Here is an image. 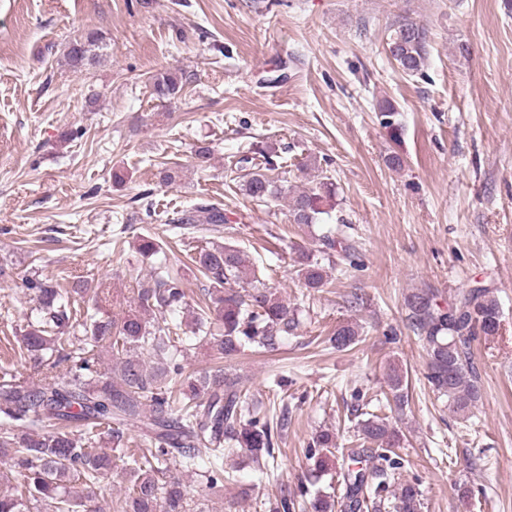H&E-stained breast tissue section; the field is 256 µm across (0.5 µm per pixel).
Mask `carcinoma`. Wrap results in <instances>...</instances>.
Returning <instances> with one entry per match:
<instances>
[{
    "label": "carcinoma",
    "mask_w": 512,
    "mask_h": 512,
    "mask_svg": "<svg viewBox=\"0 0 512 512\" xmlns=\"http://www.w3.org/2000/svg\"><path fill=\"white\" fill-rule=\"evenodd\" d=\"M102 40L92 31L70 40L63 51L66 64L74 70L92 64ZM387 48L407 75L419 74L426 66V31L412 20L392 26ZM148 82L162 99L176 97L183 88V78L172 71L152 75ZM262 157V167L249 155L239 159L243 166L252 165L244 190L257 201L284 193L268 175L277 166L273 155L264 152ZM334 196L333 184L319 181L289 197V216L295 224H313L328 213L326 206ZM170 223L190 235L200 226L220 227L227 219L220 205L202 201L177 212ZM344 227L339 217L319 237L317 248L292 253L290 266L306 287L320 291L330 284L328 269L334 265L335 251L351 267L358 266ZM136 251L156 257V262L150 278L137 289L134 308L118 320L101 311L93 288L63 291L35 272L21 278L36 300L21 335L36 379L21 380L0 368V461L22 477L15 487H0V512H88L96 484L112 474V453L102 444L121 445L131 428L150 447V456H136L135 448L121 449L129 479L116 512H187L181 481L160 477L161 465L172 458H180L187 470L207 459L202 477L215 487L224 482V446L255 458L274 456L281 426L251 414L241 400L238 379L222 367L187 375L182 358L197 345H206L223 358L247 344L259 352L277 351L300 326L295 308L274 288L254 285L258 277L242 250L207 241L189 255L190 269L205 282L203 298L191 311L195 329L189 336L177 318L185 305L183 281L169 267L165 244L141 236ZM84 295L92 306L86 307L80 321L74 301ZM404 306L409 327L427 352L425 378L432 391L447 402L451 413L469 416L482 399L470 358L472 343L495 335L500 324L493 289L482 284L463 288L447 302L434 289L417 288L405 296ZM77 327L82 329L80 336L71 334ZM361 336V326L347 322L336 328L329 343L343 350ZM103 348L112 352V364L104 372ZM388 386L396 406L407 403L402 375L395 369ZM352 415L357 418V436L371 445L370 455L349 456V462L341 464L344 494L316 498L312 512H365V492L378 496L388 491L390 478L402 467L395 458L399 430L360 407L352 408ZM336 449L335 433L320 430L306 457L314 461V469L322 470L327 455H335ZM421 508L416 484H399L395 512Z\"/></svg>",
    "instance_id": "carcinoma-1"
}]
</instances>
